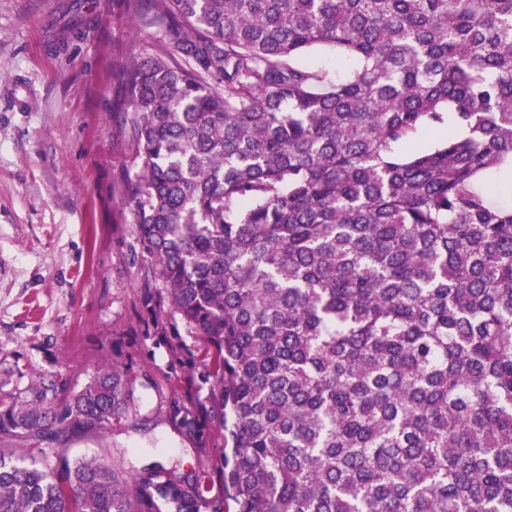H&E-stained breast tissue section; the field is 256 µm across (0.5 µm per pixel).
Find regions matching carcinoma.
<instances>
[{
  "mask_svg": "<svg viewBox=\"0 0 512 512\" xmlns=\"http://www.w3.org/2000/svg\"><path fill=\"white\" fill-rule=\"evenodd\" d=\"M127 4L161 38L112 83L122 205L212 349L236 512H512V0ZM125 408L114 366L0 391V512H193L189 473L64 456Z\"/></svg>",
  "mask_w": 512,
  "mask_h": 512,
  "instance_id": "cac0c4a2",
  "label": "carcinoma"
}]
</instances>
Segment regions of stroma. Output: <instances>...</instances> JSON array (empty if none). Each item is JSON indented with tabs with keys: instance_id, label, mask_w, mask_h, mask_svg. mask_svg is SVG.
I'll return each mask as SVG.
<instances>
[{
	"instance_id": "1",
	"label": "stroma",
	"mask_w": 512,
	"mask_h": 512,
	"mask_svg": "<svg viewBox=\"0 0 512 512\" xmlns=\"http://www.w3.org/2000/svg\"><path fill=\"white\" fill-rule=\"evenodd\" d=\"M71 4L0 0V389L40 380L75 393L120 367L125 411L69 457L188 471L198 512H235L206 346L164 288L143 286L120 202L139 165L112 78L159 31L126 0H82L92 24L71 39Z\"/></svg>"
}]
</instances>
